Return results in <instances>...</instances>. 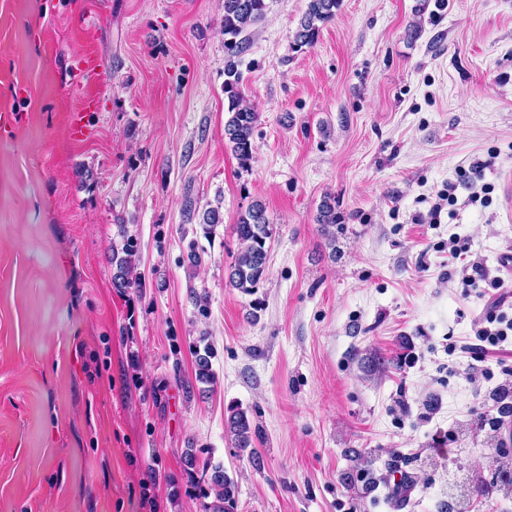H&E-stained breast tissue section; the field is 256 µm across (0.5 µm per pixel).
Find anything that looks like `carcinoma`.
I'll return each instance as SVG.
<instances>
[{
	"label": "carcinoma",
	"mask_w": 512,
	"mask_h": 512,
	"mask_svg": "<svg viewBox=\"0 0 512 512\" xmlns=\"http://www.w3.org/2000/svg\"><path fill=\"white\" fill-rule=\"evenodd\" d=\"M341 0H308L307 10L300 20L291 48L299 51L316 44L322 27L336 17ZM266 0H224V95L227 98L229 118L224 125V140L231 151L245 166L252 159L253 133L258 113L243 104L240 84L243 74L239 70V57L246 48L244 31L263 20ZM240 250L230 274L231 285L244 294H252L267 270V239L272 236L266 210L261 204L252 205L241 215L235 225ZM138 255V242L131 237L123 238L121 248L112 249V287L119 291L140 288L142 281L133 276L134 260ZM211 350H196V379L210 383L214 379L211 370ZM226 432L236 447L251 445L252 426L247 412L236 406L228 409ZM203 473L210 474L209 481L217 504L213 512H234L236 483L220 464L203 465Z\"/></svg>",
	"instance_id": "1"
}]
</instances>
